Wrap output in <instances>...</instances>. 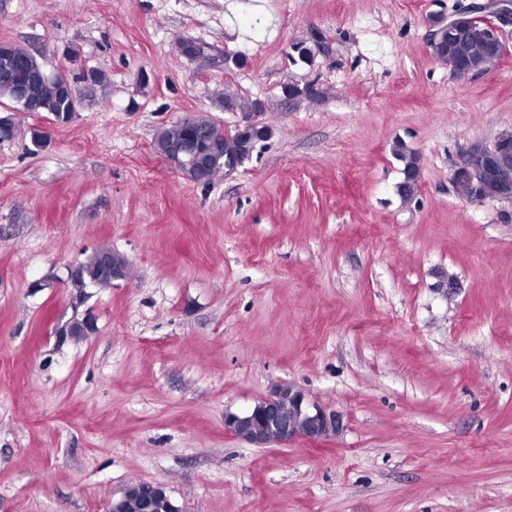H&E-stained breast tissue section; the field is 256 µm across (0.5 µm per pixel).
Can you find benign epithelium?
<instances>
[{"mask_svg":"<svg viewBox=\"0 0 512 512\" xmlns=\"http://www.w3.org/2000/svg\"><path fill=\"white\" fill-rule=\"evenodd\" d=\"M498 10L492 16L478 15L476 19L485 23L488 31L490 52L480 61L481 71H487L499 60L497 48L503 42L501 24L512 20V0H497ZM318 94L313 83H290L283 87L284 99L291 102L312 98ZM266 111L264 101L256 98L250 107L241 112L235 129L256 139L268 137L272 129L263 120ZM212 136V130H194L186 144L175 148L166 161L184 179L191 182H206L210 179L209 164L192 156V144ZM512 162V141L496 137L490 144L471 146L466 151L463 163L453 175V181L471 184L469 197L475 200L512 201V183L499 179L502 168ZM339 419L322 407L309 402L305 393L288 383L273 387L269 394L244 413L224 414V428L236 437L256 448L273 445L288 446L295 439L303 438L312 443L325 441L336 433ZM141 512H181L160 483L139 484Z\"/></svg>","mask_w":512,"mask_h":512,"instance_id":"benign-epithelium-1","label":"benign epithelium"}]
</instances>
